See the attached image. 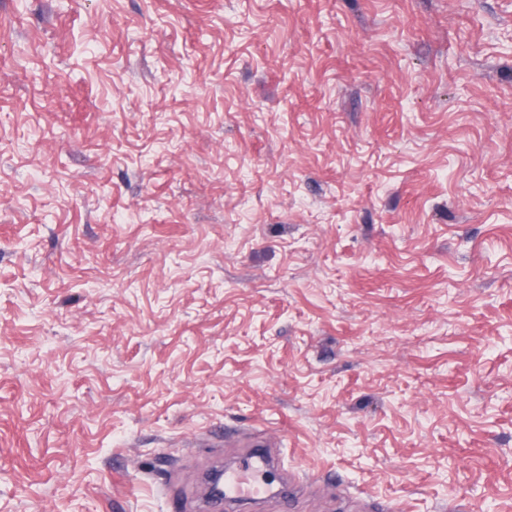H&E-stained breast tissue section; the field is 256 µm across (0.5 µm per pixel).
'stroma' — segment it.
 <instances>
[{"instance_id": "35a3bbf8", "label": "stroma", "mask_w": 512, "mask_h": 512, "mask_svg": "<svg viewBox=\"0 0 512 512\" xmlns=\"http://www.w3.org/2000/svg\"><path fill=\"white\" fill-rule=\"evenodd\" d=\"M512 512V0H0V512ZM271 461L262 450L249 452L235 467L225 468L222 473L224 481V498H213L209 509L222 510L223 501L240 504L255 503L268 493L269 480L265 474L269 473Z\"/></svg>"}]
</instances>
